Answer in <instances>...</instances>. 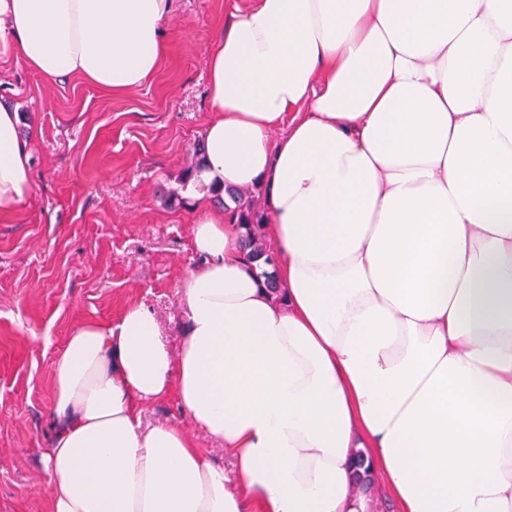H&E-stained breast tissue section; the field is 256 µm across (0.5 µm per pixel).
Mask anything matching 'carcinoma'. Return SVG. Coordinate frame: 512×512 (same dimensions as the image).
<instances>
[{"label":"carcinoma","instance_id":"obj_1","mask_svg":"<svg viewBox=\"0 0 512 512\" xmlns=\"http://www.w3.org/2000/svg\"><path fill=\"white\" fill-rule=\"evenodd\" d=\"M204 165V140L197 141L194 150V162L186 169L182 179L183 186H188L192 178L196 177ZM208 191L220 203L224 197H229L235 204L232 215L236 216V223L244 229L241 246L245 259L251 264H257L261 270L260 277L263 284L273 294H278L279 284L276 278V255L274 248L266 241L262 233V224L265 222L266 203L260 200V192L255 189L224 190L214 185Z\"/></svg>","mask_w":512,"mask_h":512}]
</instances>
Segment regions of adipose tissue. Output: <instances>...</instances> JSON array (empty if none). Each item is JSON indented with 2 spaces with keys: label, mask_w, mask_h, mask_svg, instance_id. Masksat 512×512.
<instances>
[{
  "label": "adipose tissue",
  "mask_w": 512,
  "mask_h": 512,
  "mask_svg": "<svg viewBox=\"0 0 512 512\" xmlns=\"http://www.w3.org/2000/svg\"><path fill=\"white\" fill-rule=\"evenodd\" d=\"M173 0H0V53L122 93ZM205 184L261 189L281 288L198 213L177 349L141 304L53 366L50 512H512V0H251L214 37ZM0 104V214L30 197ZM176 394L234 459L143 425Z\"/></svg>",
  "instance_id": "ef3b65f1"
}]
</instances>
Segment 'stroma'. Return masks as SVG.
Here are the masks:
<instances>
[{
	"instance_id": "35a3bbf8",
	"label": "stroma",
	"mask_w": 512,
	"mask_h": 512,
	"mask_svg": "<svg viewBox=\"0 0 512 512\" xmlns=\"http://www.w3.org/2000/svg\"><path fill=\"white\" fill-rule=\"evenodd\" d=\"M248 5L174 0L159 70L126 93L77 76L51 85L0 54V104L19 114L33 180L0 216V512H48L52 365L80 322L114 323L142 303L178 344L181 284L200 263L191 224L214 205L181 177L213 117L211 40ZM171 190L190 207H168Z\"/></svg>"
}]
</instances>
